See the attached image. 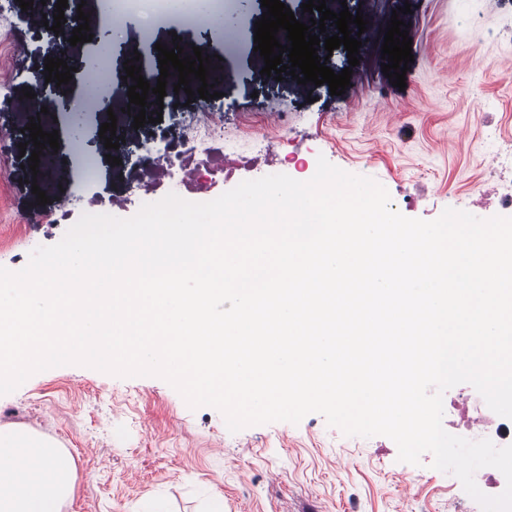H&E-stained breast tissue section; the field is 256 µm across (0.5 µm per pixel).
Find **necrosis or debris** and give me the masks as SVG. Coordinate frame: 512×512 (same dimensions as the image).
<instances>
[{"label": "necrosis or debris", "instance_id": "obj_1", "mask_svg": "<svg viewBox=\"0 0 512 512\" xmlns=\"http://www.w3.org/2000/svg\"><path fill=\"white\" fill-rule=\"evenodd\" d=\"M292 130L288 113L270 112L258 114L244 112L239 116L234 138L252 140V156L233 160L226 152L224 115L220 112L198 113L194 127L177 138H161L159 143L142 152L138 162L143 167L144 183L132 197L105 203L88 197L86 190L92 187L91 170H83L77 177L80 185L73 202L62 205L54 212L35 219L36 227L75 223L81 214H110L119 218L135 215L146 203L159 201L170 193L183 199L207 194L224 180L232 178L236 171L260 170V159L269 154L275 142L287 139ZM492 165L488 178L494 184V195L501 211L512 213V145L495 142L491 153ZM459 420L455 427L459 436L476 441L491 440L494 444H512V420L494 413L479 393L459 396L453 405Z\"/></svg>", "mask_w": 512, "mask_h": 512}]
</instances>
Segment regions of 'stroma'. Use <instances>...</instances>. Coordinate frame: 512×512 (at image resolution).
<instances>
[{"instance_id": "1", "label": "stroma", "mask_w": 512, "mask_h": 512, "mask_svg": "<svg viewBox=\"0 0 512 512\" xmlns=\"http://www.w3.org/2000/svg\"><path fill=\"white\" fill-rule=\"evenodd\" d=\"M413 63L406 88L393 87L382 72V52L392 11L403 5ZM327 8L362 11L369 33L362 37L359 63L347 52H326L334 72L352 67L345 94L328 85L300 84L291 75L270 83L263 56L254 50V24L263 7L245 15L232 51L224 49L223 29L201 38L196 27L168 14L150 27L128 23L120 59L154 53L156 43L180 36L185 48L199 47L223 69L216 85L227 105L225 129L242 112L290 113L295 128L274 152L304 158L325 157L356 175L375 179L390 196V207L409 218L433 220L444 209L464 210L488 219L495 198L485 176L490 131L512 139V41L501 32L512 27V0H326ZM44 7L19 4L1 13L14 22V36L28 46L18 58L21 80L0 90L8 106L0 110L6 168L0 180L19 221L0 223V266L25 267L30 252L58 242L25 225L28 217L55 210L77 189L72 173L79 157L61 150L54 174L32 171L19 146L33 106L23 97L28 77L44 83L48 40L40 21ZM336 116V127L321 135L318 120ZM197 116L186 93L165 104L162 122L137 131L149 145L181 133ZM140 166L126 161L105 166L96 190L120 197L139 182ZM49 196L39 204L33 187ZM0 425H25L65 449L75 465L74 490L62 512H151L155 502L170 512H206L212 496L224 499V512H448L450 474L398 459L393 440L383 435L347 436L317 413L299 423L280 421L230 432L215 408H189L181 395L156 376L119 377L82 365H63L31 375L15 391L0 395Z\"/></svg>"}]
</instances>
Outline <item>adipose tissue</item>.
Wrapping results in <instances>:
<instances>
[{
    "instance_id": "1",
    "label": "adipose tissue",
    "mask_w": 512,
    "mask_h": 512,
    "mask_svg": "<svg viewBox=\"0 0 512 512\" xmlns=\"http://www.w3.org/2000/svg\"><path fill=\"white\" fill-rule=\"evenodd\" d=\"M74 489L70 456L27 426H0V512H61Z\"/></svg>"
}]
</instances>
